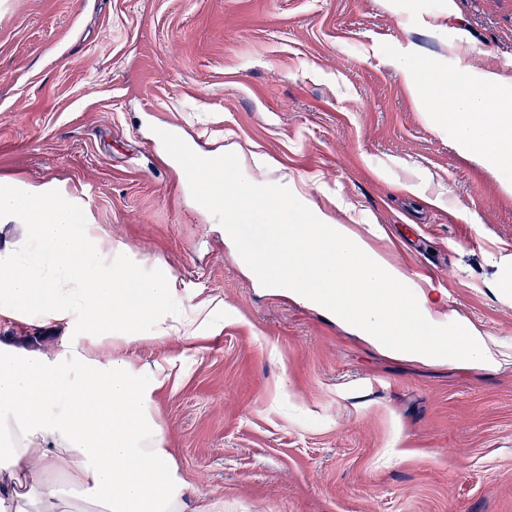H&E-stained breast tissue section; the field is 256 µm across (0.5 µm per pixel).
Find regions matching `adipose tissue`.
<instances>
[{"label": "adipose tissue", "mask_w": 512, "mask_h": 512, "mask_svg": "<svg viewBox=\"0 0 512 512\" xmlns=\"http://www.w3.org/2000/svg\"><path fill=\"white\" fill-rule=\"evenodd\" d=\"M461 145L489 165L512 160V96L498 72L445 74ZM21 238L0 244V320L84 333L65 351L0 341V512H226L178 466L155 398L160 365L128 353L143 326L154 340L192 339L173 275L139 262L98 225L75 228L69 201L0 186V217Z\"/></svg>", "instance_id": "adipose-tissue-1"}]
</instances>
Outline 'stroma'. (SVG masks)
<instances>
[{
    "label": "stroma",
    "instance_id": "35a3bbf8",
    "mask_svg": "<svg viewBox=\"0 0 512 512\" xmlns=\"http://www.w3.org/2000/svg\"><path fill=\"white\" fill-rule=\"evenodd\" d=\"M410 45L420 95L451 109L427 62L512 78V0H0V183L67 199L200 306L199 338L131 351L166 368L168 446L227 512H512V164L420 111ZM160 129L276 160L267 177L427 272L433 312L497 365L387 355L261 286Z\"/></svg>",
    "mask_w": 512,
    "mask_h": 512
}]
</instances>
